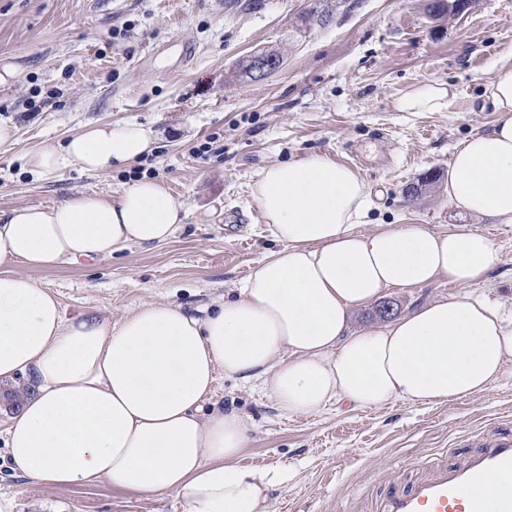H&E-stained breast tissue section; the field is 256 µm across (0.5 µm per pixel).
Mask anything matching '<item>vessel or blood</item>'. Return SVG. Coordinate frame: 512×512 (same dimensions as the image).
Masks as SVG:
<instances>
[{
  "instance_id": "b4317fda",
  "label": "vessel or blood",
  "mask_w": 512,
  "mask_h": 512,
  "mask_svg": "<svg viewBox=\"0 0 512 512\" xmlns=\"http://www.w3.org/2000/svg\"><path fill=\"white\" fill-rule=\"evenodd\" d=\"M512 429L478 435L456 464L407 463L361 512H512Z\"/></svg>"
}]
</instances>
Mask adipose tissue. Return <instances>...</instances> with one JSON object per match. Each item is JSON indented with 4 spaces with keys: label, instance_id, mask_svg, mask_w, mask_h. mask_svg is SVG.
Returning <instances> with one entry per match:
<instances>
[{
    "label": "adipose tissue",
    "instance_id": "obj_1",
    "mask_svg": "<svg viewBox=\"0 0 512 512\" xmlns=\"http://www.w3.org/2000/svg\"><path fill=\"white\" fill-rule=\"evenodd\" d=\"M451 87L423 80L400 112H441ZM499 118L448 165L459 210L512 224V56L490 88ZM140 124L89 125L64 147L28 154L35 175L112 169L152 152ZM370 186L324 155L265 168L253 196L279 244L198 316L150 301L114 321L65 318L25 270L92 262L131 245L166 243L185 212L143 178L113 196L79 193L0 216V383L34 392L12 415L9 468L45 487L105 482L140 495L175 494L184 512H266L283 473L243 465L249 427L213 399L217 374L261 389L288 415L331 405L378 409L444 404L487 391L512 367V308L452 295L361 331L354 310L390 289L444 279L465 285L497 266L486 235L418 224L356 232Z\"/></svg>",
    "mask_w": 512,
    "mask_h": 512
}]
</instances>
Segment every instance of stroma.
Instances as JSON below:
<instances>
[{
	"instance_id": "35a3bbf8",
	"label": "stroma",
	"mask_w": 512,
	"mask_h": 512,
	"mask_svg": "<svg viewBox=\"0 0 512 512\" xmlns=\"http://www.w3.org/2000/svg\"><path fill=\"white\" fill-rule=\"evenodd\" d=\"M328 24L301 25L303 0H0V58L15 83L0 90V214L51 206L72 194L112 195L140 178L165 183L185 211L164 244L130 246L85 265L28 274L57 296L66 318L119 320L164 300L196 312L227 293L275 249L252 186L277 163L324 154L375 191L371 227L464 226L505 259L480 281L395 288L400 312L455 294L512 307V224L458 215L448 163L498 114L487 95L512 55V0H474L470 14L432 22L425 0H349ZM196 55L180 62V43ZM272 47L283 66L264 80L238 77L240 61ZM448 83L442 112H398L412 84ZM39 110H30L32 100ZM137 122L150 154L109 174L70 167L37 177L26 155L65 143L97 123ZM422 194L406 201V184ZM214 397L249 425L243 464L281 467L269 512H348L359 493H380L409 460H453L483 429L512 422V377L484 393L436 406L396 402L375 410L331 406L312 416L280 412L258 384L220 378ZM0 512H183L178 497H146L94 483L44 487L12 473L0 442Z\"/></svg>"
}]
</instances>
